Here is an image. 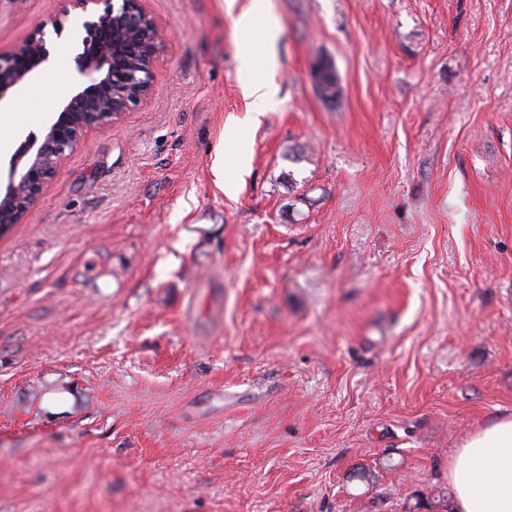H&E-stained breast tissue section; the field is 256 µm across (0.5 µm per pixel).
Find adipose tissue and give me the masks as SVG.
Returning <instances> with one entry per match:
<instances>
[{
    "label": "adipose tissue",
    "instance_id": "adipose-tissue-1",
    "mask_svg": "<svg viewBox=\"0 0 512 512\" xmlns=\"http://www.w3.org/2000/svg\"><path fill=\"white\" fill-rule=\"evenodd\" d=\"M453 512H512V414L464 438L448 463Z\"/></svg>",
    "mask_w": 512,
    "mask_h": 512
}]
</instances>
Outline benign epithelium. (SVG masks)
<instances>
[{"label": "benign epithelium", "instance_id": "1", "mask_svg": "<svg viewBox=\"0 0 512 512\" xmlns=\"http://www.w3.org/2000/svg\"><path fill=\"white\" fill-rule=\"evenodd\" d=\"M69 2L84 12L91 4L103 8L88 14L75 32L67 28L68 12H61L52 20L54 40L39 29L9 53H0V103L29 84L52 55L67 53L72 62L56 121L40 145L28 138L11 158L9 181L0 194L1 224L21 223L88 130L118 122L153 91V70L165 38L141 0Z\"/></svg>", "mask_w": 512, "mask_h": 512}]
</instances>
